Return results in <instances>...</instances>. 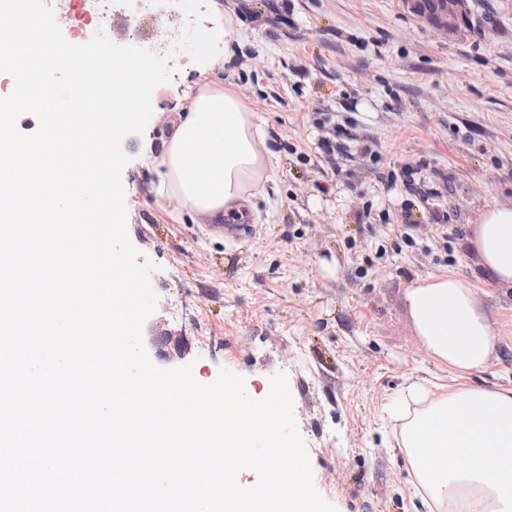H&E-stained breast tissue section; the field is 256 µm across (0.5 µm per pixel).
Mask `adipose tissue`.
Segmentation results:
<instances>
[{"instance_id": "1", "label": "adipose tissue", "mask_w": 512, "mask_h": 512, "mask_svg": "<svg viewBox=\"0 0 512 512\" xmlns=\"http://www.w3.org/2000/svg\"><path fill=\"white\" fill-rule=\"evenodd\" d=\"M226 55L221 35H214L195 94L171 112L154 168L156 195L211 224L234 223L253 210L273 169L257 147L264 130L253 112L209 78ZM467 244L473 277L429 276L406 290L427 355L460 384L409 383L385 413L406 451L411 495L427 512H512V385L461 383L485 368L496 349L475 283L512 290V205L485 206L469 226Z\"/></svg>"}]
</instances>
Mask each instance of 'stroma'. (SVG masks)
I'll return each instance as SVG.
<instances>
[{
    "label": "stroma",
    "instance_id": "1",
    "mask_svg": "<svg viewBox=\"0 0 512 512\" xmlns=\"http://www.w3.org/2000/svg\"><path fill=\"white\" fill-rule=\"evenodd\" d=\"M68 41L97 29L87 0H46ZM232 8L242 47L215 71L268 132L274 174L251 235L174 221L153 160L171 109L197 79L189 53L152 96L144 135L123 142L127 231L154 262L151 319L185 334L195 378L220 368L256 399L285 373L318 492L336 512H415L405 451L383 408L408 381L450 383L416 335L417 277L470 275L468 226L512 203V0H470L471 28L443 37L402 0H207ZM111 0L115 43L158 52L181 9L133 15ZM368 104L370 112L359 109ZM347 195L342 220L309 200ZM337 271L322 272L321 260ZM497 351L467 382L512 383V291L482 282Z\"/></svg>",
    "mask_w": 512,
    "mask_h": 512
}]
</instances>
